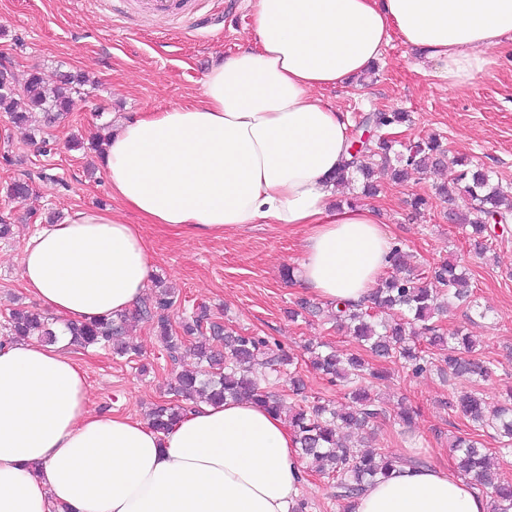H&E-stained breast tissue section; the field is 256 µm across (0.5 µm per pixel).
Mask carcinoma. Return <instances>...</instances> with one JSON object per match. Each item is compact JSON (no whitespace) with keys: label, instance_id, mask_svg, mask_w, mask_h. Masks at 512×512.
<instances>
[{"label":"carcinoma","instance_id":"1","mask_svg":"<svg viewBox=\"0 0 512 512\" xmlns=\"http://www.w3.org/2000/svg\"><path fill=\"white\" fill-rule=\"evenodd\" d=\"M89 82L84 73L61 74L53 80L34 72L18 90L13 73L6 69L0 73V112L8 113L15 124L26 121L27 113L33 111L44 113L49 122L71 111L72 91ZM407 120L408 113L397 110L366 113L349 145L361 142L365 130L374 131V135L351 155L338 173L337 183L352 187L359 182L363 195L375 196L384 178L404 183L413 171L443 166L446 150L435 137L397 149L401 142L393 136V129ZM436 193L450 205L460 194L469 197L470 209L463 213L451 208L448 218L471 228L466 233V243L478 257L491 251L487 220L492 218L499 224L512 220V186L492 183L482 167L462 170L455 182L438 186ZM450 298L478 308L472 300L469 278L455 264L444 261L421 278L414 273L407 253L394 243L389 272L381 278L369 303L337 307L332 319L336 326L350 329L372 356L398 362L414 376L434 369L443 377L481 378L488 374V367L471 358L475 352L473 341L459 333L448 336L433 322V318L447 312ZM175 303V291L160 288L132 313L72 324L68 330L74 343L109 347L116 357L139 354V349L127 341L128 326L133 320L154 323L162 346L174 362L185 342H191L198 366L177 373L173 386L176 395L192 405L247 399L283 416L311 471L332 480L343 512H349V502L366 484L394 468L395 457L356 450L355 439L365 428L389 415L386 402L370 391L373 381L384 375L369 370L362 357L328 345L323 350L318 345L305 346L313 369L330 384L349 388L350 404L339 406L316 397L311 399L305 394V383L298 371H287L293 359L273 347L268 337L224 328L212 320L210 308L203 303L182 319L179 334L168 315ZM5 330L9 340L34 337L51 343L55 339L47 317L35 310H10ZM285 375L290 391L299 397L290 406L285 405L284 395L272 390ZM449 407L468 418L476 431L496 430L502 437L503 449H512V406L500 407L490 414L478 393L470 391L456 396ZM184 411L183 405L157 406L151 413V425L156 431L165 432ZM451 448L457 471L490 490L491 512H512V483L501 479L480 442L471 435L459 436Z\"/></svg>","mask_w":512,"mask_h":512}]
</instances>
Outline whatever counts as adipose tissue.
<instances>
[{"label": "adipose tissue", "instance_id": "obj_1", "mask_svg": "<svg viewBox=\"0 0 512 512\" xmlns=\"http://www.w3.org/2000/svg\"><path fill=\"white\" fill-rule=\"evenodd\" d=\"M255 43L214 64L202 105L148 112L101 158L141 223L198 235L252 224L305 230L300 284L336 304L369 300L388 266L369 205L331 206L348 120L319 94L351 82L391 36L457 87L512 40V0H250ZM141 224L111 209L39 225L21 281L60 322L127 313L148 287ZM305 461L282 416L249 400L188 409L165 433L89 409L64 343L0 344V512H291ZM351 512H489L452 469L399 464Z\"/></svg>", "mask_w": 512, "mask_h": 512}]
</instances>
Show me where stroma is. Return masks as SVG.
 I'll use <instances>...</instances> for the list:
<instances>
[{
  "label": "stroma",
  "instance_id": "obj_1",
  "mask_svg": "<svg viewBox=\"0 0 512 512\" xmlns=\"http://www.w3.org/2000/svg\"><path fill=\"white\" fill-rule=\"evenodd\" d=\"M205 11L221 17V24L192 31L142 11L137 0H0V65L21 81L36 69L90 78L75 94L73 111L54 124L38 115L31 126L18 127L0 112V216L13 225L12 237L0 240V329L9 309L33 304L21 286L20 257L27 237L48 216L63 221L76 209L110 208L126 223L141 224L113 198L97 153L85 144L101 127L112 130L141 113L201 100L210 68L253 40L248 0H206ZM490 57L473 81L452 88L436 77L434 65L421 64L419 52L395 37L365 84L322 92L354 124L373 110L409 112L410 122L398 130L401 142L434 136L448 150L443 170L412 174L404 184L384 183L369 200L418 271L461 260L486 311L471 318L465 306L456 305L442 325L449 334L472 337L477 357L493 365L487 379L445 380L433 372L412 377L393 363L379 364L387 373L377 385L379 397L391 405L408 398L419 414L407 430L391 418L376 422L368 442L374 451L418 466H450L453 437L469 430L448 407L458 392L476 389L492 410L512 391V227L497 236L487 257H476L467 253L461 227L449 223L445 204L434 198L436 186L453 182L462 160L512 183V44ZM42 138L49 140L50 153L37 149ZM16 180L31 187L21 203L6 195ZM417 194L432 197V205L413 210L410 200ZM142 226L152 258L150 284L161 281L176 292L171 320L203 303L214 321L270 337L297 358L311 342L358 351L357 342L326 318L288 319V308L303 296L286 277L300 264L302 231L254 224L200 237L161 224ZM130 339L141 357L116 359L111 350L79 346L73 354L86 373L93 411L145 420L155 405L173 402L169 384L175 371L193 367L195 360L186 352L171 361L147 320L137 323Z\"/></svg>",
  "mask_w": 512,
  "mask_h": 512
}]
</instances>
